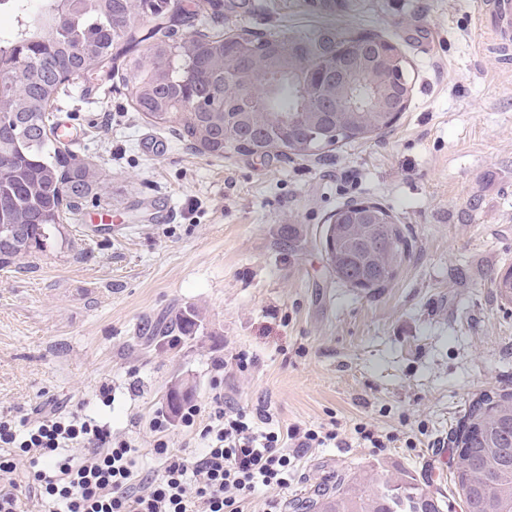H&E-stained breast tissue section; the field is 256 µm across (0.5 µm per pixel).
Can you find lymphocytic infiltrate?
<instances>
[{
  "mask_svg": "<svg viewBox=\"0 0 512 512\" xmlns=\"http://www.w3.org/2000/svg\"><path fill=\"white\" fill-rule=\"evenodd\" d=\"M181 423L203 444L187 457L171 448L166 418L150 423V474L127 439L79 413L0 411V512H245L259 487L287 488L296 452L337 442V428L264 426L261 415L224 403L215 393L208 412L190 405Z\"/></svg>",
  "mask_w": 512,
  "mask_h": 512,
  "instance_id": "f902f5d3",
  "label": "lymphocytic infiltrate"
}]
</instances>
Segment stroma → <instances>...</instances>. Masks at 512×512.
Returning a JSON list of instances; mask_svg holds the SVG:
<instances>
[{"label":"stroma","instance_id":"35a3bbf8","mask_svg":"<svg viewBox=\"0 0 512 512\" xmlns=\"http://www.w3.org/2000/svg\"><path fill=\"white\" fill-rule=\"evenodd\" d=\"M479 2L168 0L189 10L186 36L349 24L399 47L407 111L383 135L312 156L215 159L137 112L122 72L66 83L50 120L81 129L70 147L97 179L64 242L0 266V410L51 399L143 455L163 414L191 456L198 440L167 394L207 407L221 359L225 402L283 427L333 424L344 440L300 451L293 485L256 492L248 512L359 469L407 470L447 493L445 512H463L450 433L473 400L512 388V304L491 284L512 265V70L480 49ZM361 201L412 240L383 288L345 285L324 251L331 216ZM103 213L124 233L100 230ZM191 310L198 329L171 346L166 330ZM362 421L395 442L358 439Z\"/></svg>","mask_w":512,"mask_h":512}]
</instances>
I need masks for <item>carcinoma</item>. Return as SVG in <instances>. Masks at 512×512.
<instances>
[{"label": "carcinoma", "instance_id": "1", "mask_svg": "<svg viewBox=\"0 0 512 512\" xmlns=\"http://www.w3.org/2000/svg\"><path fill=\"white\" fill-rule=\"evenodd\" d=\"M21 12L18 29L0 41V60L10 65L17 80L0 89V265L42 250L63 236L62 210H74L81 196L75 182L90 187L94 173L78 163L71 151L55 144L48 133L47 107L57 100L63 77L84 75L89 61L112 64L139 43H148V56L131 57L132 72L126 87L135 109L157 125L175 123L178 135L222 158L235 151L234 136L254 130L249 141L253 155L275 154L278 132L288 130L294 145L289 153L311 156L306 146L312 124L336 125L334 112H307L298 83L288 79L293 65L289 46L305 48L308 62L324 60L321 48L336 36L358 35L352 27L332 25L305 36L265 33V43L238 34L235 61L238 80L224 82L228 62L224 58V34H199L191 54L181 52L166 34V0H151L147 10L133 14L127 0H0V8ZM152 16L153 25L139 30L137 22ZM283 73L267 98L266 76ZM370 76L361 87L369 109L353 112L351 125L381 134L392 126L378 111L381 99ZM190 98L193 112H176ZM332 248L326 249L329 265L351 287L364 282L382 288L409 258L412 244L405 229L395 222L368 224L354 217L350 224H329ZM493 288L512 303V268L496 274ZM450 472L465 479L466 512H512V390L485 393L472 402L452 432ZM433 491L406 470L389 476L367 471L336 477L311 496L289 503L293 512H426Z\"/></svg>", "mask_w": 512, "mask_h": 512}]
</instances>
